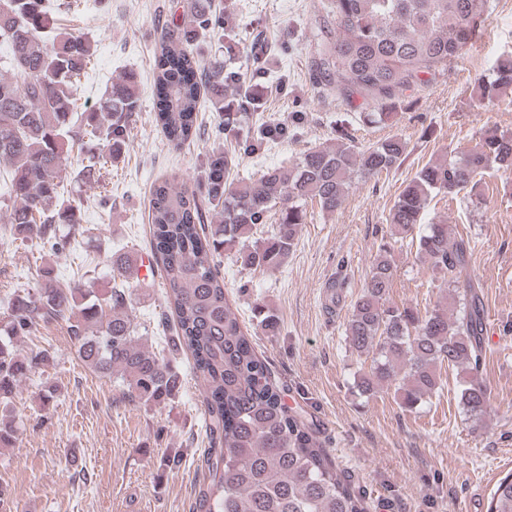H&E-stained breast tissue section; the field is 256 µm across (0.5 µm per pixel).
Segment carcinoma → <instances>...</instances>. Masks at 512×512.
Masks as SVG:
<instances>
[{"label":"carcinoma","instance_id":"cac0c4a2","mask_svg":"<svg viewBox=\"0 0 512 512\" xmlns=\"http://www.w3.org/2000/svg\"><path fill=\"white\" fill-rule=\"evenodd\" d=\"M487 0H329L334 25L319 26L316 83L345 101L361 97L370 107L360 120L388 121L403 92L426 87L472 45L486 21ZM182 20L161 34L155 59L159 93L156 121L180 146L192 135L201 91L212 111L224 113L230 149L207 155L203 176L180 186L158 180L151 188L152 252L165 282L158 325L174 328L164 344L192 360L204 392L209 447L199 457L211 481L199 490L197 512H365V495L338 468L316 429L288 408L265 359L232 308L220 257L234 252L250 272L271 274L293 251L307 206L333 214L353 179L368 180L401 165L407 145L393 135L367 148L338 127V142L318 146L264 171L253 181L230 179L245 156L258 155L288 137L279 122L241 132L237 112L258 107L247 74L208 67L195 49L202 36H224V16L212 0H185ZM48 0H0V196L13 201L0 219L17 238L41 241L54 252L65 242L58 225L78 224L81 208L60 201L71 154L87 161L79 175L100 176L98 164L118 158L140 107L138 82L126 76L106 88L97 107L80 102L93 50L85 38L54 32ZM512 87V52L502 54L494 78L480 80L476 96L492 102ZM512 169V136L489 128L476 146L424 164L388 213L392 232L416 247L446 302L420 312L389 302L396 266L383 244L373 258L345 334L367 363L357 377L361 394L393 393L413 411L440 395L443 374L459 376V406L479 417L489 408L480 377L486 315L469 273L470 241L448 224L421 226L429 201H455L474 191L492 170ZM269 235L258 240L260 226ZM0 336V448H11L16 430L6 415L21 380L43 365L41 353L24 354L15 339L53 323L65 325L77 355L91 372L115 378L126 394L160 406L181 381L163 352L139 335L129 289L98 295L42 270L41 288L9 301ZM488 512H512V474L495 485Z\"/></svg>","mask_w":512,"mask_h":512}]
</instances>
